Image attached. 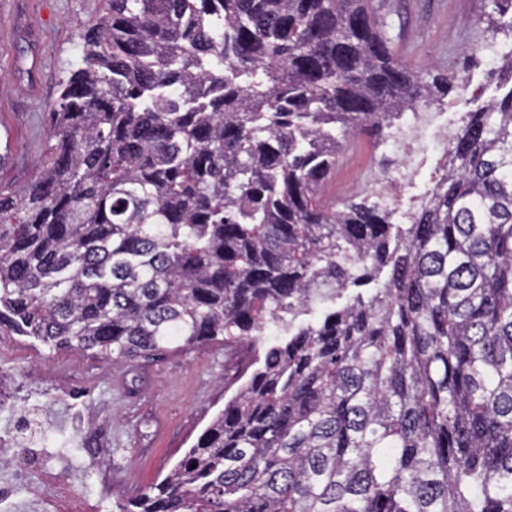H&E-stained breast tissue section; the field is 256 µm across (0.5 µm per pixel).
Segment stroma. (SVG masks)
<instances>
[{"mask_svg":"<svg viewBox=\"0 0 512 512\" xmlns=\"http://www.w3.org/2000/svg\"><path fill=\"white\" fill-rule=\"evenodd\" d=\"M398 61L429 79L463 76L433 112L466 114L499 94L480 52L488 40L512 44V18L475 23L494 12L492 0H371ZM104 0H0V183L19 189L38 174L49 143L50 111L78 49V28L105 11ZM326 204L366 198L384 143L360 133L342 141ZM0 372L13 386L0 394V434L16 428L22 410L36 409L46 431L42 470L67 468L68 487L116 512L160 481L221 411L237 385L224 345L211 342L159 360L121 367L90 353L49 351L33 338L0 333Z\"/></svg>","mask_w":512,"mask_h":512,"instance_id":"1","label":"stroma"}]
</instances>
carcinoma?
I'll list each match as a JSON object with an SVG mask.
<instances>
[{
    "label": "carcinoma",
    "instance_id": "cac0c4a2",
    "mask_svg": "<svg viewBox=\"0 0 512 512\" xmlns=\"http://www.w3.org/2000/svg\"><path fill=\"white\" fill-rule=\"evenodd\" d=\"M77 37L39 177L0 187V328L257 365L118 512H512V59L394 224L319 190L340 139L454 78L400 63L369 0H108Z\"/></svg>",
    "mask_w": 512,
    "mask_h": 512
}]
</instances>
